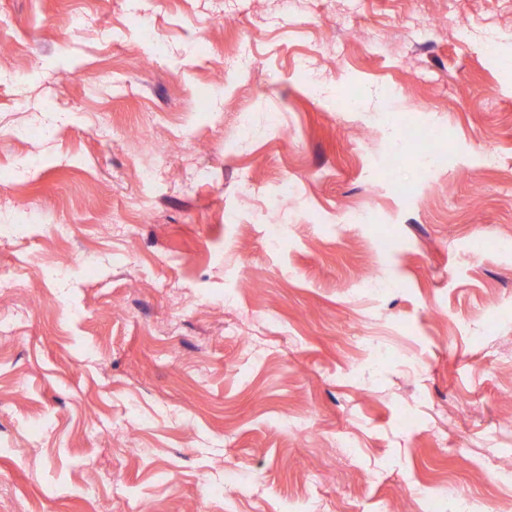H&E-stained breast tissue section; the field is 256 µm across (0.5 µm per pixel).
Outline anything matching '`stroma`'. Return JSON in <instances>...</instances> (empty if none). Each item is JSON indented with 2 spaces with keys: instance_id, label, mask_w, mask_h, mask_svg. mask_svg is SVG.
<instances>
[{
  "instance_id": "1",
  "label": "stroma",
  "mask_w": 512,
  "mask_h": 512,
  "mask_svg": "<svg viewBox=\"0 0 512 512\" xmlns=\"http://www.w3.org/2000/svg\"><path fill=\"white\" fill-rule=\"evenodd\" d=\"M0 21V277L24 283L0 296V512H419L451 477L512 512L482 464L512 452V0H0ZM242 40L250 72H225ZM402 126L455 166L422 181Z\"/></svg>"
}]
</instances>
